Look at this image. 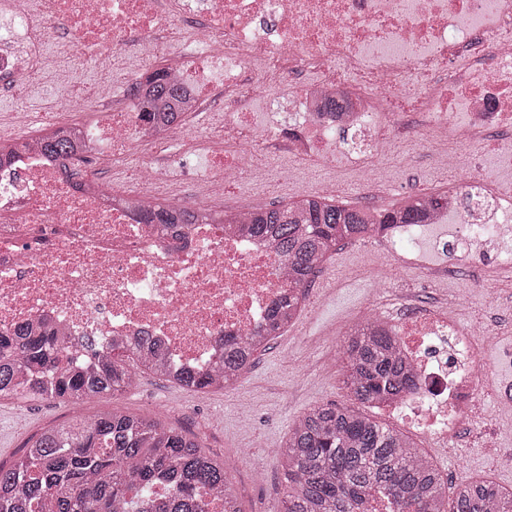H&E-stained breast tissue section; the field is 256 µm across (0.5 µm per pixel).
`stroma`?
I'll list each match as a JSON object with an SVG mask.
<instances>
[{"label":"stroma","mask_w":512,"mask_h":512,"mask_svg":"<svg viewBox=\"0 0 512 512\" xmlns=\"http://www.w3.org/2000/svg\"><path fill=\"white\" fill-rule=\"evenodd\" d=\"M384 158L396 170L394 183L380 194L376 206L393 208L414 190L442 189L454 174L437 169L422 138L390 145ZM317 167L289 168L284 178L267 183L257 205L261 208L308 194L316 182L328 179ZM382 256L373 241L342 245L322 267L310 285L307 304L294 325L257 353L255 361L235 385L201 396L150 374H142L135 387L119 398L102 396L88 403L85 416L119 408L142 416H161L200 442L203 451L216 459L233 455L239 446L254 444L251 457L238 459L231 481L244 512H280L286 488L278 450L295 420L318 405L362 410L344 386L340 347L354 327L357 312L370 298L372 274L367 266ZM448 274L428 281L415 266L391 263L389 288L394 295H410L437 307L450 305L462 324H477L498 337V347L481 348L479 357L489 377L480 392V412L470 427L429 456L449 483L468 476H488L512 488V402L502 401L501 386L512 385V367L499 357L500 348L512 346V275L486 273L474 283L467 271L449 257ZM70 404L57 401H0V463L10 464L26 441L43 429L65 423L75 416ZM501 437L499 456L487 454L485 432ZM261 480H252L254 470Z\"/></svg>","instance_id":"35a3bbf8"}]
</instances>
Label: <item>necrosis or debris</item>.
I'll list each match as a JSON object with an SVG mask.
<instances>
[{
    "mask_svg": "<svg viewBox=\"0 0 512 512\" xmlns=\"http://www.w3.org/2000/svg\"><path fill=\"white\" fill-rule=\"evenodd\" d=\"M162 59L195 101L223 107L219 147L190 187L156 197L163 171L202 146L190 119L156 131L131 87L101 81L61 102L67 117L93 113L84 145L45 154L34 114L13 120L28 147L0 160V332L40 324L61 337L79 370L113 347L146 337L174 371H210L224 344L267 322L292 282L274 244L224 224H145L164 205L223 211L225 190L284 144L296 159L358 174L371 202L384 179L377 159L392 140L421 136L443 169L468 171L449 185L461 203L424 224L368 232L399 262L431 280L455 250L472 278L485 262L512 271V192L492 171L472 174V148L512 139V0H6L0 8V86L31 83L47 63L104 68L126 52ZM308 72L295 96L286 79ZM346 99L340 112L328 98ZM383 277L359 318L379 319L399 342L414 386L385 413L430 439L473 421L486 377V331L430 306L392 298Z\"/></svg>",
    "mask_w": 512,
    "mask_h": 512,
    "instance_id": "obj_1",
    "label": "necrosis or debris"
}]
</instances>
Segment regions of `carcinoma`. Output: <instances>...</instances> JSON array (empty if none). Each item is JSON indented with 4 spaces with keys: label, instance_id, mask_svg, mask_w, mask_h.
<instances>
[{
    "label": "carcinoma",
    "instance_id": "1",
    "mask_svg": "<svg viewBox=\"0 0 512 512\" xmlns=\"http://www.w3.org/2000/svg\"><path fill=\"white\" fill-rule=\"evenodd\" d=\"M140 111L162 130L192 111L187 94L153 71L142 84ZM49 154L80 145L76 129L40 138ZM455 200L446 193L424 204L407 198L374 213L324 197L304 196L288 205L258 209L244 225L281 249L296 287L306 290L323 262L343 244L360 240L369 224H423L427 209L446 210ZM210 214L178 213L152 207L145 224H204ZM303 296L290 292L273 302L268 327L251 339L225 344L222 376L186 370L174 376L157 355L136 346L104 359L91 371L63 362L55 341L34 327L0 334V401L53 400L82 405L103 395L116 397L133 386L140 373L194 391L223 389L251 366L270 339L292 325ZM345 385L355 400L374 404L399 398L411 388V375L398 350L397 337L381 323L356 327L343 341ZM288 481L280 512H358L368 496L383 490L397 512H512V489L489 478L464 477L448 491V482L428 456L404 433L359 411L334 404L311 408L298 418L279 448ZM162 482V512H207L206 492L224 503L223 512H243L232 490L230 467L206 455L178 426L118 409L52 426L28 439L20 457L0 464V512H156L137 492Z\"/></svg>",
    "mask_w": 512,
    "mask_h": 512
}]
</instances>
